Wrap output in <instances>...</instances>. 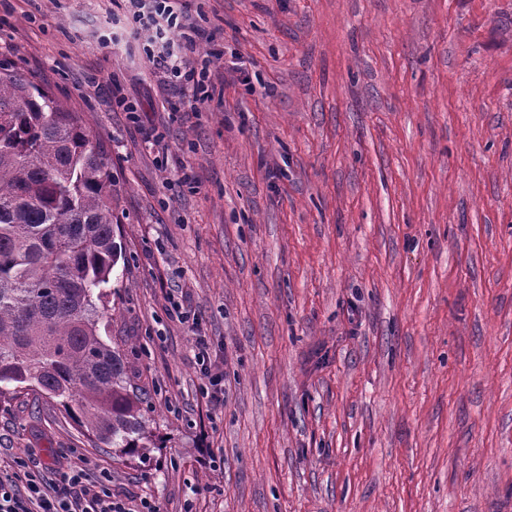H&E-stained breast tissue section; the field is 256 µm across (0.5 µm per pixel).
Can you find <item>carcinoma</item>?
<instances>
[{
  "mask_svg": "<svg viewBox=\"0 0 512 512\" xmlns=\"http://www.w3.org/2000/svg\"><path fill=\"white\" fill-rule=\"evenodd\" d=\"M121 255L100 147L47 88L0 67V395L33 387L101 443L144 458L150 420L99 333L97 301Z\"/></svg>",
  "mask_w": 512,
  "mask_h": 512,
  "instance_id": "carcinoma-1",
  "label": "carcinoma"
}]
</instances>
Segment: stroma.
<instances>
[{
  "label": "stroma",
  "instance_id": "35a3bbf8",
  "mask_svg": "<svg viewBox=\"0 0 512 512\" xmlns=\"http://www.w3.org/2000/svg\"><path fill=\"white\" fill-rule=\"evenodd\" d=\"M188 24L197 112L123 0H0V63L112 173L106 336L158 444L94 447L21 390L0 468L80 465L135 512H512V0H192ZM200 346H201V369L203 370L204 374L209 378L210 385L212 387L211 392L209 394L208 390L206 391L207 396L209 395V398L211 401L214 402H220L224 398V390H223V381H224V373L222 371H219V369H216V371L213 372L212 365L210 361L209 354L206 350V345L203 341L200 340ZM207 360L209 361V364L207 363ZM222 396V397H221Z\"/></svg>",
  "mask_w": 512,
  "mask_h": 512
}]
</instances>
